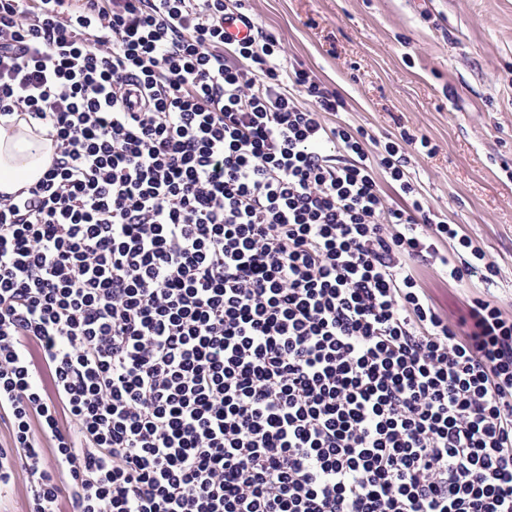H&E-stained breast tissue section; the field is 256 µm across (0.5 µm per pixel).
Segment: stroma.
Segmentation results:
<instances>
[{"label": "stroma", "mask_w": 512, "mask_h": 512, "mask_svg": "<svg viewBox=\"0 0 512 512\" xmlns=\"http://www.w3.org/2000/svg\"><path fill=\"white\" fill-rule=\"evenodd\" d=\"M245 12L282 41L285 69L344 98L326 123L430 141L414 181L497 275L451 284L425 265L422 285L450 323L476 295L512 315V0H246Z\"/></svg>", "instance_id": "1"}]
</instances>
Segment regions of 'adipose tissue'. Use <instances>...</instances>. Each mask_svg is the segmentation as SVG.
Masks as SVG:
<instances>
[{"label": "adipose tissue", "mask_w": 512, "mask_h": 512, "mask_svg": "<svg viewBox=\"0 0 512 512\" xmlns=\"http://www.w3.org/2000/svg\"><path fill=\"white\" fill-rule=\"evenodd\" d=\"M25 122L16 128H0V192L13 193L42 176L50 163L46 148H33Z\"/></svg>", "instance_id": "adipose-tissue-1"}]
</instances>
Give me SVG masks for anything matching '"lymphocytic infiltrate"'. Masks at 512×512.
<instances>
[{
	"label": "lymphocytic infiltrate",
	"instance_id": "f902f5d3",
	"mask_svg": "<svg viewBox=\"0 0 512 512\" xmlns=\"http://www.w3.org/2000/svg\"><path fill=\"white\" fill-rule=\"evenodd\" d=\"M241 6L0 0V119L59 147L0 194V490L20 467L28 512H512V316L476 297L460 330L414 273L495 267L398 140L370 157L278 38L229 40Z\"/></svg>",
	"mask_w": 512,
	"mask_h": 512
}]
</instances>
